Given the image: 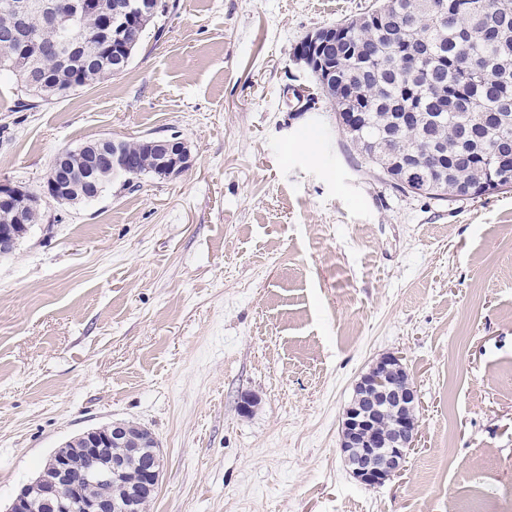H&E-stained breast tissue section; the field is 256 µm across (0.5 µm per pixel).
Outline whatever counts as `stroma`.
Wrapping results in <instances>:
<instances>
[{
  "label": "stroma",
  "instance_id": "1",
  "mask_svg": "<svg viewBox=\"0 0 512 512\" xmlns=\"http://www.w3.org/2000/svg\"><path fill=\"white\" fill-rule=\"evenodd\" d=\"M170 2L161 39L69 98L18 112L0 76V181L38 189L100 138L191 149L178 177L50 204L0 257V512L117 421L160 443L149 512H512V192H397L344 153L327 99L299 111L295 47L374 0ZM389 352L419 432L368 487L341 415Z\"/></svg>",
  "mask_w": 512,
  "mask_h": 512
}]
</instances>
